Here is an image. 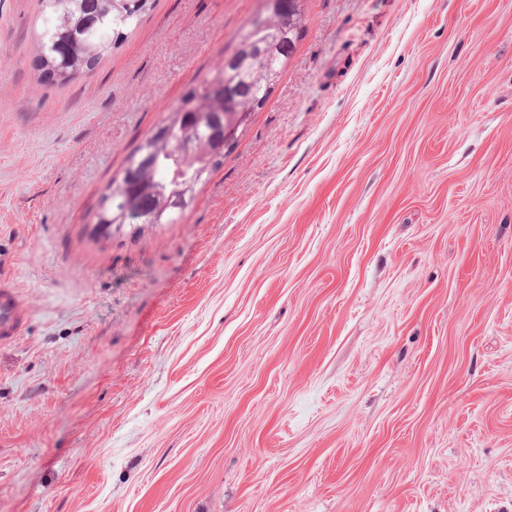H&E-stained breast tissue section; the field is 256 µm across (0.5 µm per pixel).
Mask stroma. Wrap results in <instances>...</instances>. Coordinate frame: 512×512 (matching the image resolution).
<instances>
[{
	"label": "stroma",
	"instance_id": "obj_1",
	"mask_svg": "<svg viewBox=\"0 0 512 512\" xmlns=\"http://www.w3.org/2000/svg\"><path fill=\"white\" fill-rule=\"evenodd\" d=\"M260 7L53 85L0 0V512H512V0H304L180 223L94 222ZM22 309L15 291L8 285H0V340L16 336L21 328Z\"/></svg>",
	"mask_w": 512,
	"mask_h": 512
}]
</instances>
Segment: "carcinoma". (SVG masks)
<instances>
[{
    "label": "carcinoma",
    "instance_id": "1",
    "mask_svg": "<svg viewBox=\"0 0 512 512\" xmlns=\"http://www.w3.org/2000/svg\"><path fill=\"white\" fill-rule=\"evenodd\" d=\"M302 0H288L278 31L256 21L243 26L232 50L215 73L191 86L167 117L145 136L127 159L121 177L111 180L98 203V224H132L137 217L161 210L160 223L176 224L193 201L196 188L224 164V157L180 156L187 144L198 151L201 135L188 133L197 112L210 113V126L224 127L231 113L261 108L290 58L303 20ZM42 27L36 60L48 83H64L94 71L103 58L135 30L150 0H39ZM183 193L178 207L159 208L171 195Z\"/></svg>",
    "mask_w": 512,
    "mask_h": 512
}]
</instances>
